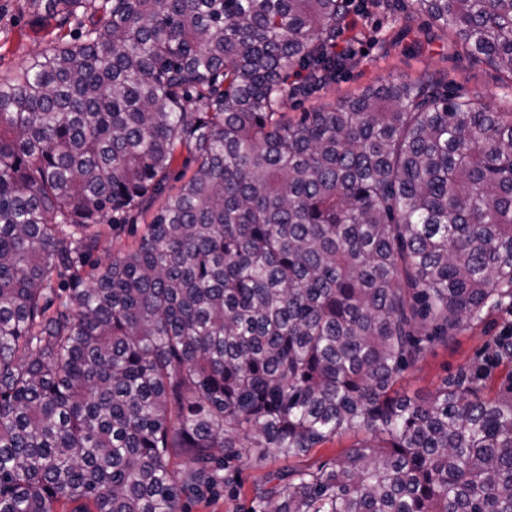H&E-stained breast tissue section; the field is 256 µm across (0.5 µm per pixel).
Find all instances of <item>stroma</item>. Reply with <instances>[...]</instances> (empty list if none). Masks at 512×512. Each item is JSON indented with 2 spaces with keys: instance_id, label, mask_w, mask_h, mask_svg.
Segmentation results:
<instances>
[{
  "instance_id": "obj_1",
  "label": "stroma",
  "mask_w": 512,
  "mask_h": 512,
  "mask_svg": "<svg viewBox=\"0 0 512 512\" xmlns=\"http://www.w3.org/2000/svg\"><path fill=\"white\" fill-rule=\"evenodd\" d=\"M23 3L24 0H0V74L18 70L53 37L51 29L31 24ZM382 20V15L374 11L352 15V27L362 35L353 44V65L336 82L309 97L288 100L286 112L296 115L321 106H335L370 86L411 81L424 73L443 74L449 89L480 94L494 107L512 106L511 81L503 79L487 63L456 55L443 35L427 28L422 19H415L410 29L395 28L384 35L375 30ZM511 318L505 310H490L482 322L463 331L453 344L434 348L423 361L407 370L404 388L412 393H429L474 363L491 365L493 347ZM278 468L275 462H245L235 475L242 486L237 497H229L219 488L184 497L183 502L188 512H252L254 487L265 484Z\"/></svg>"
}]
</instances>
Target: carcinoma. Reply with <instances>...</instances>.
Returning <instances> with one entry per match:
<instances>
[{"instance_id":"carcinoma-1","label":"carcinoma","mask_w":512,"mask_h":512,"mask_svg":"<svg viewBox=\"0 0 512 512\" xmlns=\"http://www.w3.org/2000/svg\"><path fill=\"white\" fill-rule=\"evenodd\" d=\"M25 5L89 25L0 76V512H184L248 459L259 512H512V388L401 385L512 304V112L425 73L288 116L353 0ZM420 16L512 82V0Z\"/></svg>"}]
</instances>
